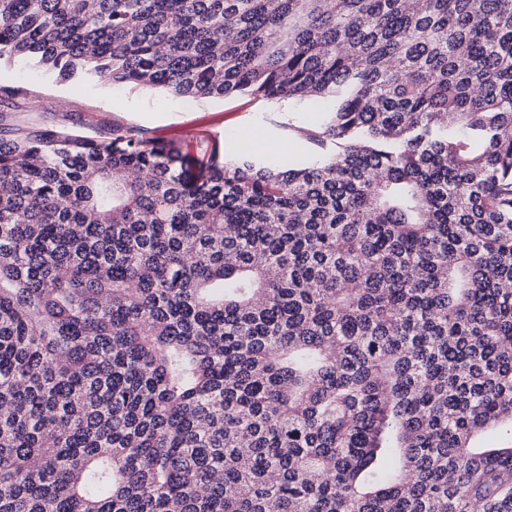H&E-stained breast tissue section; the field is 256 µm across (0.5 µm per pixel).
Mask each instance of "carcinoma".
Masks as SVG:
<instances>
[{
    "label": "carcinoma",
    "mask_w": 512,
    "mask_h": 512,
    "mask_svg": "<svg viewBox=\"0 0 512 512\" xmlns=\"http://www.w3.org/2000/svg\"><path fill=\"white\" fill-rule=\"evenodd\" d=\"M421 2L0 0V68L329 102L0 127V512H512V0ZM20 81L26 93L9 105L0 107V125L25 126L32 123L66 127L88 134L101 129L137 127L149 135L173 140L183 152L199 161L205 160V148L213 139H224L238 153L265 155L288 163L302 158L309 144L297 130L313 129L323 112L309 102L267 103L248 97L223 101L189 102L149 88L112 86L100 81H58L31 63L1 70L0 84ZM70 95L81 105L70 111L56 106L60 96ZM70 96L57 104L68 109ZM52 102L48 105V102ZM190 103V106H187ZM258 133L261 149H245L243 133Z\"/></svg>",
    "instance_id": "1"
}]
</instances>
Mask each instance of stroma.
<instances>
[{"label":"stroma","instance_id":"35a3bbf8","mask_svg":"<svg viewBox=\"0 0 512 512\" xmlns=\"http://www.w3.org/2000/svg\"><path fill=\"white\" fill-rule=\"evenodd\" d=\"M22 82L23 96L0 106V125L32 123L86 133L137 127L149 135L178 143L192 158L205 157L210 141L222 139L243 152L244 133L259 134L262 155L280 161L304 157L308 143L302 129L319 125L321 115L309 102L267 103L248 97L187 103L149 88L112 86L100 81H59L43 69L22 63L0 71V84ZM79 100L77 109L56 106L60 96Z\"/></svg>","mask_w":512,"mask_h":512}]
</instances>
